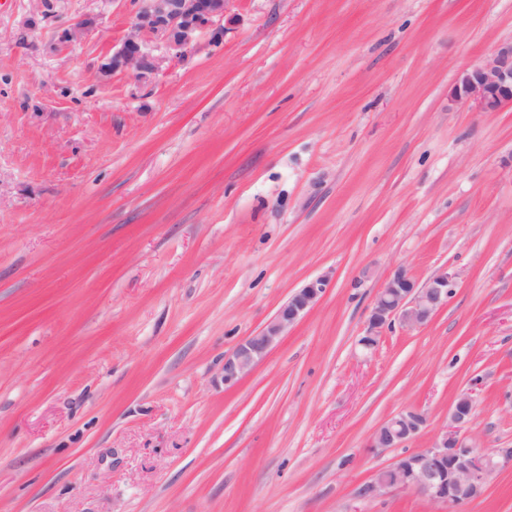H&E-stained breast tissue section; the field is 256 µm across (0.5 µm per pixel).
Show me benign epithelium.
Segmentation results:
<instances>
[{
  "mask_svg": "<svg viewBox=\"0 0 512 512\" xmlns=\"http://www.w3.org/2000/svg\"><path fill=\"white\" fill-rule=\"evenodd\" d=\"M230 0H134L131 33L112 54L108 68L131 70L138 78L157 71V59L147 45L156 36L174 56L185 55L199 32L209 30L212 40L224 35V15ZM456 96L474 103L482 111H495L512 105V41L500 44L486 63L462 73L456 83ZM452 275L442 269L424 283L406 270H395L375 296L368 334L361 344L376 347L386 329L399 323L407 329L427 324L448 304ZM328 286L325 276L309 280L282 304L259 331L245 337L224 356V385L231 388L263 361L320 299ZM450 424L440 431L431 445L406 455L390 467L380 469L360 487L362 497H376L393 489L410 490L432 503L458 509L483 491L496 471L512 468V448L483 454L466 444L460 432L475 419L474 399L468 390L458 395L450 408ZM425 423L416 411L400 412L386 420L372 438L374 448H398L414 438Z\"/></svg>",
  "mask_w": 512,
  "mask_h": 512,
  "instance_id": "obj_1",
  "label": "benign epithelium"
}]
</instances>
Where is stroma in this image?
<instances>
[{
  "mask_svg": "<svg viewBox=\"0 0 512 512\" xmlns=\"http://www.w3.org/2000/svg\"><path fill=\"white\" fill-rule=\"evenodd\" d=\"M132 12L0 0V512H444L358 490L468 390L466 441L512 448V107L454 93L512 0H231L221 45L145 80L106 67ZM400 266L452 272L448 304L364 351ZM462 512H512V469ZM328 286L326 276L309 280L282 304L275 315L259 331L246 336L224 356V385L231 388L263 361L286 335L288 328L299 322L320 299ZM425 423L416 411L400 412L386 420L375 432L371 447L398 448L414 438Z\"/></svg>",
  "mask_w": 512,
  "mask_h": 512,
  "instance_id": "obj_1",
  "label": "stroma"
}]
</instances>
